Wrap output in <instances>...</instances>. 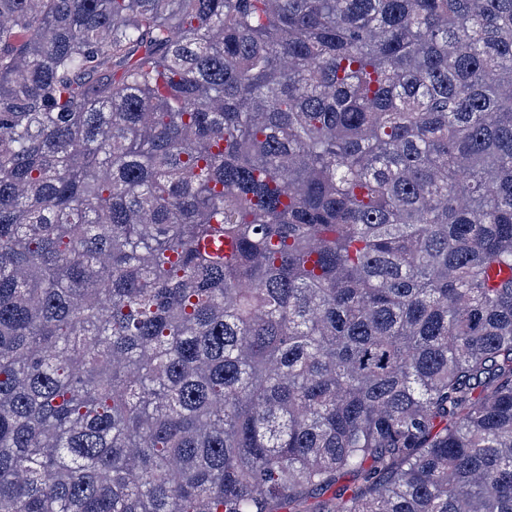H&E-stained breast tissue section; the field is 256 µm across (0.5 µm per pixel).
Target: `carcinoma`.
Listing matches in <instances>:
<instances>
[{"instance_id":"cac0c4a2","label":"carcinoma","mask_w":512,"mask_h":512,"mask_svg":"<svg viewBox=\"0 0 512 512\" xmlns=\"http://www.w3.org/2000/svg\"><path fill=\"white\" fill-rule=\"evenodd\" d=\"M0 512H512V0H0Z\"/></svg>"}]
</instances>
